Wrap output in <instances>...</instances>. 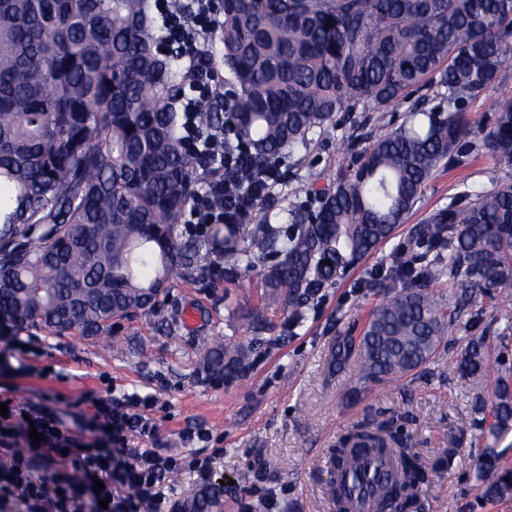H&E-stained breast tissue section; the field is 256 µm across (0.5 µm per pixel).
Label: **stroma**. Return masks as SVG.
<instances>
[{
    "mask_svg": "<svg viewBox=\"0 0 512 512\" xmlns=\"http://www.w3.org/2000/svg\"><path fill=\"white\" fill-rule=\"evenodd\" d=\"M379 129L373 113L348 112L331 137L309 135L306 148L288 160L285 186L263 201L250 221L286 223L304 201L309 173L331 184L352 156ZM512 180V165L480 153L463 167L438 170L393 238L359 263L336 287L311 302L306 319L293 325L286 312L269 310L270 329L247 372L230 382L211 381L199 371L198 345L214 336L249 343L255 332L233 315L259 293L256 279L176 282L151 313L116 319L106 335L57 337L44 332L0 335V401L43 407L65 422L90 413L96 398L137 394L154 397L147 415L151 437H131L133 448H167L202 463L203 473L184 468L170 477L161 512L203 481L230 478L224 512H335L327 460L337 438L375 411L398 414L422 463L431 473L417 491L412 512H512V498L486 500L474 478L479 453L490 443L487 426L472 423L474 394L468 381L429 364L388 387H359L358 362L336 375L328 358L338 333L360 335L372 311L385 300L373 271L389 264L398 249L418 252V230L462 191L490 192ZM471 310L482 311L478 331L490 349V378L512 375V294H477ZM195 322L183 323L186 311ZM179 326V340L162 331ZM202 438L184 440L186 431Z\"/></svg>",
    "mask_w": 512,
    "mask_h": 512,
    "instance_id": "stroma-1",
    "label": "stroma"
}]
</instances>
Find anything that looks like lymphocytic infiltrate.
Returning <instances> with one entry per match:
<instances>
[{
  "mask_svg": "<svg viewBox=\"0 0 512 512\" xmlns=\"http://www.w3.org/2000/svg\"><path fill=\"white\" fill-rule=\"evenodd\" d=\"M161 21L160 44L172 50L188 91L181 103V135L200 164L196 188L183 214L185 231L198 233L210 224L244 223L277 186H244L226 172L243 153L224 155L223 125H204L202 112L224 104V76L217 65L216 34L221 26L217 0H153ZM149 397L99 398L86 433L61 426L47 412L0 414V502L22 496L32 512H155L159 488L178 458L163 448H132L131 436H147L154 422L138 413ZM43 438L30 445L29 431ZM63 461L68 471L49 477L35 473L38 459ZM103 490H95V482Z\"/></svg>",
  "mask_w": 512,
  "mask_h": 512,
  "instance_id": "obj_1",
  "label": "lymphocytic infiltrate"
}]
</instances>
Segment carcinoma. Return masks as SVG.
<instances>
[{
    "instance_id": "carcinoma-1",
    "label": "carcinoma",
    "mask_w": 512,
    "mask_h": 512,
    "mask_svg": "<svg viewBox=\"0 0 512 512\" xmlns=\"http://www.w3.org/2000/svg\"><path fill=\"white\" fill-rule=\"evenodd\" d=\"M219 30L229 73L224 122L249 162L229 172L241 184L307 145L316 128L336 131L338 112H381L380 133L331 186L309 174L308 200L289 224H213L202 236L179 229L199 159L184 146L172 101L182 93L174 60L155 50L147 0H0V315L12 331L56 336L112 332V318L149 313L180 280L260 277L247 311L257 331L266 311L295 324L333 286L389 241L439 168L486 150L512 164V98L495 97L478 139L468 105L494 97L512 63V0H221ZM442 103H416L392 128L384 113L422 89ZM425 251L392 256L376 273L387 289L360 336H336L329 365L359 360L360 381L386 385L426 364L451 367L473 389L489 374L485 337L472 335L451 360L449 329L480 320L461 312L476 291H512V181L490 193L464 191L420 230ZM446 276L448 302L434 292ZM264 339L204 345L199 368L237 379ZM491 436L512 433V379L490 402ZM488 446L476 480L488 500L512 497V471ZM373 461L389 479L374 497L382 512H407L428 472L399 418L358 424L331 449L336 512L356 504L339 479ZM224 512V487L206 483L177 504Z\"/></svg>"
}]
</instances>
